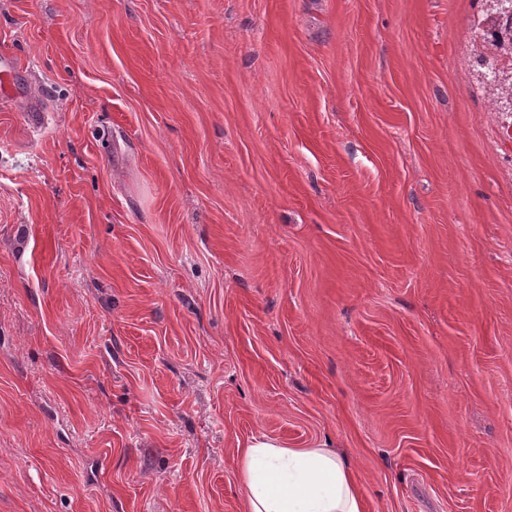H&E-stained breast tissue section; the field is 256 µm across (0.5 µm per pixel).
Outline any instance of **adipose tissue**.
Segmentation results:
<instances>
[{
	"label": "adipose tissue",
	"mask_w": 512,
	"mask_h": 512,
	"mask_svg": "<svg viewBox=\"0 0 512 512\" xmlns=\"http://www.w3.org/2000/svg\"><path fill=\"white\" fill-rule=\"evenodd\" d=\"M239 467L248 512H364L354 473L337 452L256 435Z\"/></svg>",
	"instance_id": "obj_1"
}]
</instances>
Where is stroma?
<instances>
[{
  "instance_id": "1",
  "label": "stroma",
  "mask_w": 512,
  "mask_h": 512,
  "mask_svg": "<svg viewBox=\"0 0 512 512\" xmlns=\"http://www.w3.org/2000/svg\"><path fill=\"white\" fill-rule=\"evenodd\" d=\"M497 0H0V512H512ZM239 467L248 512H364L354 472L337 451L256 435Z\"/></svg>"
}]
</instances>
